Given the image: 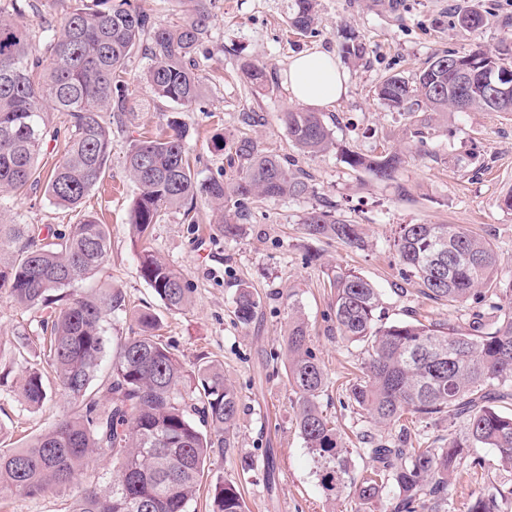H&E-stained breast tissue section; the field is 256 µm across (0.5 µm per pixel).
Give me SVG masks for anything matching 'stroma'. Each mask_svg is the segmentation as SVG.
I'll list each match as a JSON object with an SVG mask.
<instances>
[{
	"label": "stroma",
	"mask_w": 512,
	"mask_h": 512,
	"mask_svg": "<svg viewBox=\"0 0 512 512\" xmlns=\"http://www.w3.org/2000/svg\"><path fill=\"white\" fill-rule=\"evenodd\" d=\"M481 11L486 24L466 31L453 24L456 11ZM320 22L312 35L287 24L285 0H215L211 7L207 54L198 73L203 94L188 108L165 101L111 117L112 158L104 175L84 200L110 231L108 262L81 289H121L129 306L156 314V333L173 346L186 366L221 365L236 386L241 405L235 446L212 459L204 484L235 482L248 512H384L380 503L359 505L352 491L331 501L322 494L310 455L296 427L295 396L285 372L284 338L288 303L302 307L313 348L328 376L321 399L327 415L346 434L355 472L370 469L360 450L362 433L373 431L355 414L346 385L358 374L362 354L341 343L330 318L331 292L325 287L327 266L353 268L382 292L388 320L417 312L454 324L461 311L423 295L418 284L402 285L391 242L401 224H462L491 240L499 274L512 278V213L499 199L512 191V113L451 112L438 118L432 134L418 138L411 120L381 105L376 88L386 77L415 75L433 54H464L476 48L512 52V0H319ZM348 44L364 48L360 60L345 57ZM331 54L346 75L347 91L322 113L338 143L336 150L311 156L295 148L284 114L297 108L285 73L303 52ZM264 68L262 85L248 78L247 64ZM178 115L189 132L194 170L199 178L232 179L238 163L235 143L248 136L306 177L314 193L249 204L241 219L243 236L228 239L208 225L183 223L172 213L149 231L151 248L182 270L193 290L187 311L168 312L138 272L137 250L129 210L138 193L127 177L123 157L130 144L165 132L170 115ZM223 148H216V139ZM373 156L398 152L403 163L394 178L377 180L369 171L349 167L342 151ZM330 206L338 216L363 225L369 246L357 250L330 239H308L303 217L315 207ZM0 220L65 228L76 213L51 204L43 192L14 194L0 190ZM249 285L261 302L248 325L233 315L239 285ZM38 312L12 303L0 289V366L8 376L0 383V446L17 448L53 425L64 403L55 399L28 408L12 390L26 368L41 359L38 349L15 356L11 344L17 326L36 325ZM479 471L459 472L448 512H467L479 492L512 488V473L502 470L494 449L477 448Z\"/></svg>",
	"instance_id": "stroma-1"
}]
</instances>
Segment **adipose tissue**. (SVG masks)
<instances>
[{
    "label": "adipose tissue",
    "mask_w": 512,
    "mask_h": 512,
    "mask_svg": "<svg viewBox=\"0 0 512 512\" xmlns=\"http://www.w3.org/2000/svg\"><path fill=\"white\" fill-rule=\"evenodd\" d=\"M288 90L299 103L326 107L346 91L345 78L334 58L325 52H305L288 65Z\"/></svg>",
    "instance_id": "ef3b65f1"
}]
</instances>
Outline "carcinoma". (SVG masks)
<instances>
[{"label": "carcinoma", "mask_w": 512, "mask_h": 512, "mask_svg": "<svg viewBox=\"0 0 512 512\" xmlns=\"http://www.w3.org/2000/svg\"><path fill=\"white\" fill-rule=\"evenodd\" d=\"M180 2L185 17L157 25L130 0H72L57 25L24 20L26 11L37 10L33 0H0L1 189L34 190L43 182L52 204L82 208L112 153L110 114L128 111L127 69L141 49L150 60L141 80L153 97L182 107L199 100L198 57L207 52L214 0ZM287 9L298 33L319 23L318 0H290ZM484 23L476 9L457 13L464 29ZM490 69L512 73V53H436L413 78H386L378 99L410 115L424 112L427 123L450 111L511 113L512 95L495 98L481 90ZM49 111L62 114L68 135L60 159L44 174L39 158L50 135ZM284 122L303 153L317 155L335 144L320 112L293 109ZM168 128L136 140L125 155V170L138 189L130 224L139 234L171 211L198 224L203 204L208 223L232 238L243 231L237 218L247 202L309 193L306 181L250 137L237 142L241 167L233 181H200L186 130L176 119ZM346 162L388 180L402 158L396 152L352 153ZM303 224L312 238L359 250L368 246L362 225L330 210L311 209ZM393 248L402 279H417L430 299L466 312L465 325L427 317L387 322L382 293L372 281L352 268L327 269L336 337L364 356L362 376L348 389L351 406L397 434L368 436L362 452L373 465L355 478L351 451L322 410L328 377L298 303L289 310L285 340L296 427L327 499L352 485L363 503L390 493L388 512H448L457 472L482 467L469 449H494L502 469L512 472V278L499 277L493 244L465 225L401 224ZM109 249L107 225L89 213L66 233L49 225L0 224V288L18 306L46 311L39 330L24 327L13 336L18 353L35 345L43 355L42 366L19 379V394L35 408L53 389L68 407L53 428L26 446L0 448V490L27 498L69 490L67 512H189L207 461L235 447L239 392L212 363L186 367L153 334L157 319L150 313L135 314L138 330L112 346L111 316L126 311L124 293L74 289L105 264ZM138 260L142 278L166 310L182 313L191 306L192 288L181 271L151 249ZM259 305L249 286L238 288L234 314L240 323H251ZM445 414L464 420V434L430 441L404 423L408 415L421 422ZM98 462L112 463L109 476L82 486L80 477ZM506 500L494 486L475 498L469 512H503ZM210 507L246 512L237 486L222 480L212 489Z\"/></svg>", "instance_id": "1"}]
</instances>
